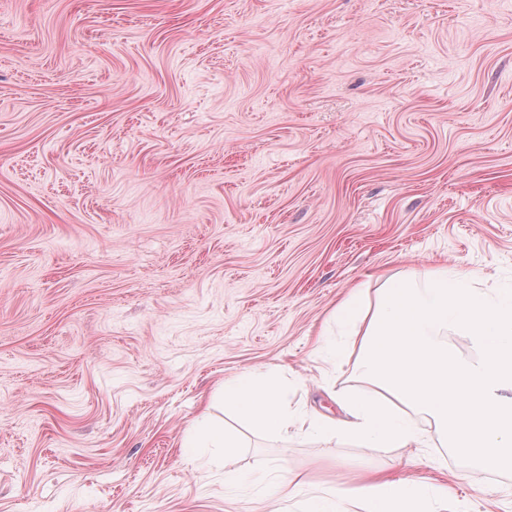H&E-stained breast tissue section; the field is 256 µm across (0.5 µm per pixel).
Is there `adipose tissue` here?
Returning <instances> with one entry per match:
<instances>
[{
  "mask_svg": "<svg viewBox=\"0 0 512 512\" xmlns=\"http://www.w3.org/2000/svg\"><path fill=\"white\" fill-rule=\"evenodd\" d=\"M470 273L440 267L385 280L374 307L354 289L331 316L359 338L356 367L371 395L345 396L344 419L289 412L280 377L251 373L224 384L225 405L271 432L295 429L327 438L349 436L373 448H427L440 442L461 450L482 469L512 468V293L477 288ZM451 329L466 331L479 355L458 356L441 342ZM427 416L431 430L415 427ZM192 451L241 446L236 431L201 419L183 440ZM441 512L442 492L374 473L350 488L312 498L309 512Z\"/></svg>",
  "mask_w": 512,
  "mask_h": 512,
  "instance_id": "adipose-tissue-1",
  "label": "adipose tissue"
}]
</instances>
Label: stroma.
I'll return each instance as SVG.
<instances>
[{
	"instance_id": "obj_1",
	"label": "stroma",
	"mask_w": 512,
	"mask_h": 512,
	"mask_svg": "<svg viewBox=\"0 0 512 512\" xmlns=\"http://www.w3.org/2000/svg\"><path fill=\"white\" fill-rule=\"evenodd\" d=\"M444 265L512 289V0H0V512H304L280 462L512 512L458 449L222 400L275 368L340 417L368 384L323 372L332 311ZM205 414L231 460L183 448ZM304 486L305 483L299 480V476L289 469L287 464L281 463L277 466L276 479L270 489L281 499L288 501L298 495Z\"/></svg>"
}]
</instances>
